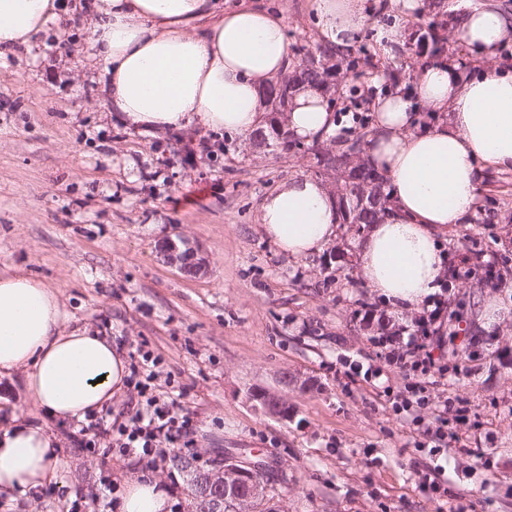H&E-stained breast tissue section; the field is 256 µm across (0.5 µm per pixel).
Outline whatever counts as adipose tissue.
Returning <instances> with one entry per match:
<instances>
[{"label": "adipose tissue", "instance_id": "ef3b65f1", "mask_svg": "<svg viewBox=\"0 0 512 512\" xmlns=\"http://www.w3.org/2000/svg\"><path fill=\"white\" fill-rule=\"evenodd\" d=\"M382 0H310L327 45L351 48ZM65 0H0V54L30 47ZM84 26L104 65V104L125 125L153 136L189 128L250 136L266 124L264 90L293 69L281 13L258 0H90ZM461 39L486 67L433 61L413 87L376 97V126L362 158L385 179L390 211L357 243L368 288L399 310L438 293L449 226L471 223L488 171L512 170V67L496 62L512 41V11L498 0L463 15ZM434 120L420 126L418 105ZM290 136L322 141L338 130L325 95L303 84L288 100ZM342 208L324 181L304 173L281 180L259 207L263 235L296 259L319 254L338 235ZM22 374L23 406L0 429V494L37 491L61 461L48 427L26 411L66 423L122 395L124 354L87 325H72L54 288L25 274L0 275V378ZM119 512H169L168 488L131 475Z\"/></svg>", "mask_w": 512, "mask_h": 512}]
</instances>
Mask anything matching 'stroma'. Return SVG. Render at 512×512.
<instances>
[{"label":"stroma","instance_id":"1","mask_svg":"<svg viewBox=\"0 0 512 512\" xmlns=\"http://www.w3.org/2000/svg\"><path fill=\"white\" fill-rule=\"evenodd\" d=\"M291 45L319 40L307 0H272ZM406 40L394 56L359 36L340 66L334 110L356 130L351 86L375 96L389 70L406 68ZM87 34L75 21L52 24L31 49L0 55V274L24 273L59 290L75 323L156 358L154 395L175 403L196 429L195 454L248 449L275 462L268 485L276 512H448L468 493L471 512H512V172L482 184L473 223L443 237L451 273L440 331L445 374L387 365L375 315L409 325L419 310L395 312L364 284L356 261L358 227L344 225L324 251L288 258L262 235L263 197L288 174H313L302 152L253 149L235 134L186 131L155 138L105 115ZM185 240L209 257L190 276L164 262L162 241ZM496 278L474 266L472 252ZM501 319L481 326L484 302ZM435 400L464 410L449 422L445 459L426 448L428 411L395 412L410 380ZM280 395L283 420L255 395ZM74 423L57 427L62 466L34 495L0 496V512H86L84 491L106 489L113 508L135 456L111 440L83 448ZM491 450L480 466L476 449ZM442 465L445 494L424 491Z\"/></svg>","mask_w":512,"mask_h":512}]
</instances>
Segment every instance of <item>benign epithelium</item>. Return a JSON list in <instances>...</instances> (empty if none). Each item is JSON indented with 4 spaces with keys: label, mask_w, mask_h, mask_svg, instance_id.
I'll use <instances>...</instances> for the list:
<instances>
[{
    "label": "benign epithelium",
    "mask_w": 512,
    "mask_h": 512,
    "mask_svg": "<svg viewBox=\"0 0 512 512\" xmlns=\"http://www.w3.org/2000/svg\"><path fill=\"white\" fill-rule=\"evenodd\" d=\"M160 252L167 263L179 266L187 274L200 275L209 270L207 257L195 255L190 248L181 251L171 240L161 246ZM257 399L271 415L286 418L291 414L286 400L278 395L264 393ZM178 468L190 476L195 496L208 503L210 512H224V501L234 496L242 485L248 487L246 501L249 503L262 500L267 495V484L255 479L254 473L239 468L232 458L224 460L216 470L201 465L198 457L190 465L180 464Z\"/></svg>",
    "instance_id": "7a95c632"
}]
</instances>
